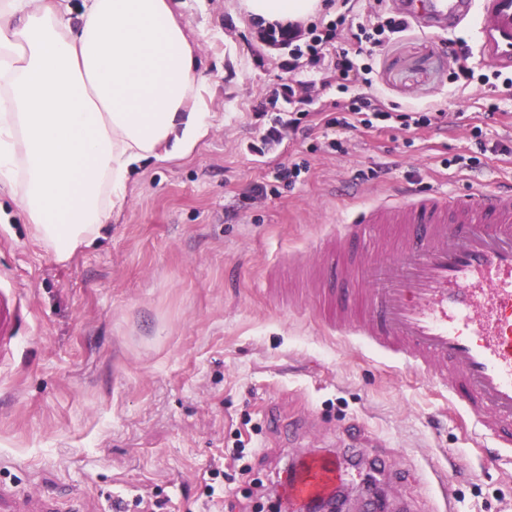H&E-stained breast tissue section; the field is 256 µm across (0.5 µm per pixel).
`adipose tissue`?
<instances>
[{"label": "adipose tissue", "mask_w": 512, "mask_h": 512, "mask_svg": "<svg viewBox=\"0 0 512 512\" xmlns=\"http://www.w3.org/2000/svg\"><path fill=\"white\" fill-rule=\"evenodd\" d=\"M308 24L323 0H242ZM169 0H0V188L59 262L90 246L149 159H184L213 116Z\"/></svg>", "instance_id": "obj_1"}]
</instances>
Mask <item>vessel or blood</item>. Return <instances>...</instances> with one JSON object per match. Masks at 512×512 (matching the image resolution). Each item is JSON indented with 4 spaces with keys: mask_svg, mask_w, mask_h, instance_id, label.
Wrapping results in <instances>:
<instances>
[{
    "mask_svg": "<svg viewBox=\"0 0 512 512\" xmlns=\"http://www.w3.org/2000/svg\"><path fill=\"white\" fill-rule=\"evenodd\" d=\"M474 0H409L452 29ZM481 53L512 67V0H486ZM333 289L319 307L337 333L411 364L512 450V182L464 195L411 193L368 206L324 245ZM13 289H0V360L17 341ZM346 458L306 453L288 481L290 512L333 492Z\"/></svg>",
    "mask_w": 512,
    "mask_h": 512,
    "instance_id": "vessel-or-blood-1",
    "label": "vessel or blood"
}]
</instances>
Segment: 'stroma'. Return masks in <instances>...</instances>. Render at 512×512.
I'll list each match as a JSON object with an SVG mask.
<instances>
[{
    "instance_id": "stroma-1",
    "label": "stroma",
    "mask_w": 512,
    "mask_h": 512,
    "mask_svg": "<svg viewBox=\"0 0 512 512\" xmlns=\"http://www.w3.org/2000/svg\"><path fill=\"white\" fill-rule=\"evenodd\" d=\"M171 2L200 41L215 115L195 153L145 164L120 215L64 263L0 191V284L22 299L0 363V495L14 512H113L141 495L162 512H269L292 459L330 448L379 460L384 496L407 512H512L511 451L423 373L337 334L312 292L288 293L359 207L512 180V155L495 150L512 147V97L483 116L480 77L496 69L475 51L480 16L448 31L409 22L369 57L371 86L349 85L401 111L441 105L444 126L338 131L323 108L350 32L296 61L237 0ZM456 41L473 50L466 88L449 78ZM305 90L315 112L278 125ZM476 125L488 150L471 169ZM294 163L295 184L277 179ZM241 445L246 473L229 458Z\"/></svg>"
}]
</instances>
